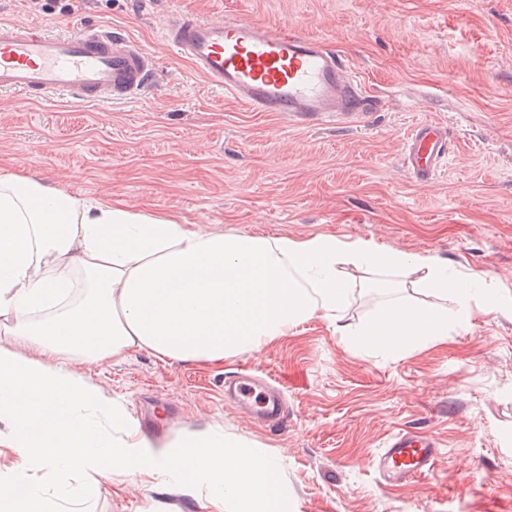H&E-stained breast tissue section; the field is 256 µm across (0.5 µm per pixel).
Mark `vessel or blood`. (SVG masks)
Listing matches in <instances>:
<instances>
[{
	"instance_id": "obj_1",
	"label": "vessel or blood",
	"mask_w": 512,
	"mask_h": 512,
	"mask_svg": "<svg viewBox=\"0 0 512 512\" xmlns=\"http://www.w3.org/2000/svg\"><path fill=\"white\" fill-rule=\"evenodd\" d=\"M163 38L204 80L258 111L280 112L295 123L347 122L368 112L340 56L295 28L181 13ZM155 70L141 44L108 25L60 35L29 23L0 22V92L18 91L32 102L52 94L74 103L130 100ZM447 154L444 127L424 123L411 130L405 161L417 182L431 180ZM438 455L432 435L403 429L377 453L374 470L385 485L406 483L432 475Z\"/></svg>"
}]
</instances>
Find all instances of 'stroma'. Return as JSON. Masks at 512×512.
I'll return each instance as SVG.
<instances>
[{
  "label": "stroma",
  "mask_w": 512,
  "mask_h": 512,
  "mask_svg": "<svg viewBox=\"0 0 512 512\" xmlns=\"http://www.w3.org/2000/svg\"><path fill=\"white\" fill-rule=\"evenodd\" d=\"M291 25L345 59L372 104L360 120L297 126L210 86L160 31L176 14ZM0 21L54 32L97 22L155 58L153 86L125 103L27 102L0 92V167L76 196L114 199L187 224L249 234L324 233L429 253L482 270L512 295V0H0ZM445 127L452 154L433 180L404 163L415 125ZM70 369L121 404L141 435L169 443L221 430L274 456L299 512H512V309L483 307L444 342L395 359L367 353L318 317L219 366L134 349ZM254 369L286 393L287 427L224 398ZM433 434L432 476L389 487L372 461L402 430ZM95 486L89 512H205L204 492L133 473Z\"/></svg>",
  "instance_id": "obj_1"
}]
</instances>
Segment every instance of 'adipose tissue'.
<instances>
[{
  "label": "adipose tissue",
  "mask_w": 512,
  "mask_h": 512,
  "mask_svg": "<svg viewBox=\"0 0 512 512\" xmlns=\"http://www.w3.org/2000/svg\"><path fill=\"white\" fill-rule=\"evenodd\" d=\"M386 275L431 303L383 301L353 325L345 309L351 273ZM453 300L455 316L441 303ZM485 275L449 276L435 257L347 241L221 232L135 210L104 196L85 199L0 168V512H57L29 472L51 470L69 512H87L75 474L148 472L160 486L205 491L216 512H298L274 458L223 432L199 431L155 449L122 406L73 373L69 361L118 360L146 349L176 362L223 364L258 352L320 316L338 336L387 358L448 337L488 306Z\"/></svg>",
  "instance_id": "1"
}]
</instances>
